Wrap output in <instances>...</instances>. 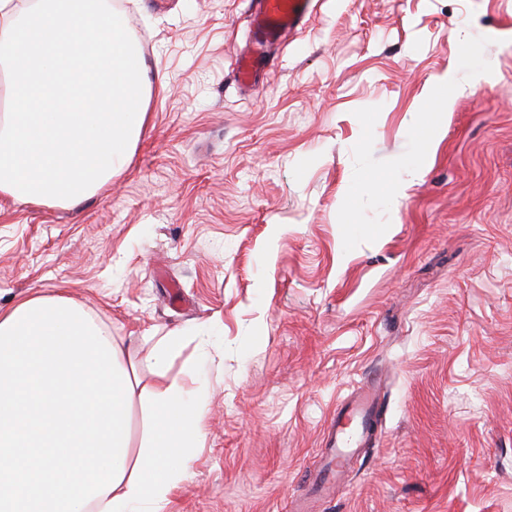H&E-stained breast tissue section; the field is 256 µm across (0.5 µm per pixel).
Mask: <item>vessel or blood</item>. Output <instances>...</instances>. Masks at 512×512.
<instances>
[{"label":"vessel or blood","instance_id":"1","mask_svg":"<svg viewBox=\"0 0 512 512\" xmlns=\"http://www.w3.org/2000/svg\"><path fill=\"white\" fill-rule=\"evenodd\" d=\"M313 0H253L254 48L237 60L236 79L241 83L255 82L268 62V47L284 36L293 34L312 14ZM375 393L361 390L353 402L342 405L327 433L330 460L324 476L316 484L317 492L328 489L331 479L342 471L349 451L368 439L371 431Z\"/></svg>","mask_w":512,"mask_h":512}]
</instances>
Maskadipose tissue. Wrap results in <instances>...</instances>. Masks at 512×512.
Segmentation results:
<instances>
[{
	"label": "adipose tissue",
	"instance_id": "adipose-tissue-1",
	"mask_svg": "<svg viewBox=\"0 0 512 512\" xmlns=\"http://www.w3.org/2000/svg\"><path fill=\"white\" fill-rule=\"evenodd\" d=\"M133 376L109 331L63 292L0 309V512H165L201 413L171 381L133 447Z\"/></svg>",
	"mask_w": 512,
	"mask_h": 512
}]
</instances>
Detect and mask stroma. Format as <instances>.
I'll list each match as a JSON object with an SVG mask.
<instances>
[{
    "label": "stroma",
    "instance_id": "stroma-1",
    "mask_svg": "<svg viewBox=\"0 0 512 512\" xmlns=\"http://www.w3.org/2000/svg\"><path fill=\"white\" fill-rule=\"evenodd\" d=\"M115 8L144 127L76 206L0 196V306L61 288L112 333L136 443L147 339L182 334L203 438L169 512H291L365 385L308 512H512V0H314L248 90V0ZM375 393L371 388L361 390L353 402L342 405L336 411V420L327 433L330 461L315 490L323 493L328 489L331 479L342 473L349 456V449L368 439L371 431Z\"/></svg>",
    "mask_w": 512,
    "mask_h": 512
}]
</instances>
